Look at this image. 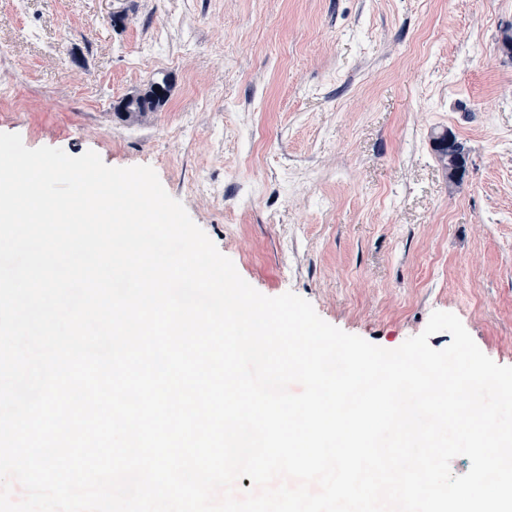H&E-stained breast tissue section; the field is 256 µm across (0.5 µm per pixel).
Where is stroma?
Segmentation results:
<instances>
[{
  "mask_svg": "<svg viewBox=\"0 0 512 512\" xmlns=\"http://www.w3.org/2000/svg\"><path fill=\"white\" fill-rule=\"evenodd\" d=\"M508 33L512 0H0V132L152 166L266 296L386 349L451 312L512 366ZM165 98H155L150 90L143 95L132 96L123 103L122 112L129 118L138 117L145 112H153ZM459 144V143H458ZM442 145L455 146L456 141L452 134L445 136ZM438 147L439 158L448 167V177L450 180H457L456 171L459 167L460 161L463 158V147L459 144L457 147L448 148Z\"/></svg>",
  "mask_w": 512,
  "mask_h": 512,
  "instance_id": "obj_1",
  "label": "stroma"
}]
</instances>
